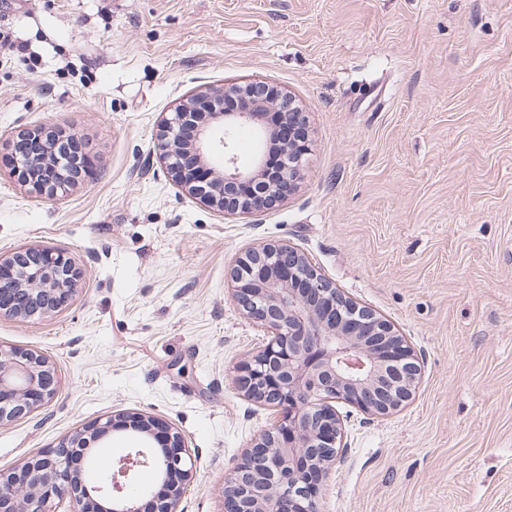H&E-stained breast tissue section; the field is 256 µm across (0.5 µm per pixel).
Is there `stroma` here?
I'll return each instance as SVG.
<instances>
[{
	"instance_id": "stroma-1",
	"label": "stroma",
	"mask_w": 512,
	"mask_h": 512,
	"mask_svg": "<svg viewBox=\"0 0 512 512\" xmlns=\"http://www.w3.org/2000/svg\"><path fill=\"white\" fill-rule=\"evenodd\" d=\"M254 79L308 114L299 186L224 215L167 176L164 113ZM53 126L93 166L57 199L20 185L11 140ZM287 241L414 349L413 399L345 403L318 512H512V0H0V255L68 253L61 311L0 317L41 352L53 400L0 426V470L124 412L184 436L179 512H224V481L275 420L234 382L268 341L232 295L250 247Z\"/></svg>"
}]
</instances>
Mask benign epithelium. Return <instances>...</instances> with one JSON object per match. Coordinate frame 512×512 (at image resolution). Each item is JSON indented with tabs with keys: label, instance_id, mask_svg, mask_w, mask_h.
<instances>
[{
	"label": "benign epithelium",
	"instance_id": "1",
	"mask_svg": "<svg viewBox=\"0 0 512 512\" xmlns=\"http://www.w3.org/2000/svg\"><path fill=\"white\" fill-rule=\"evenodd\" d=\"M242 102L224 110V98ZM283 94L264 81L205 89L166 116L156 148L171 180L211 209L252 214L284 200L297 187L308 146L282 144L284 163L267 165L270 122ZM252 131L258 148L243 164L226 137ZM47 130L20 131L13 148L14 176L35 193L52 198L65 182L85 175L66 151L43 159ZM80 271L65 252L25 247L0 257V316L29 319L61 309L77 289ZM234 295L245 315L269 340L238 368L235 383L244 396L266 403L277 420L242 451L224 484V512H316L320 485L336 460L343 434L334 403L344 402L375 417L401 409L414 394L419 366L413 349L395 327L361 306L323 275L308 257L286 243L248 250L233 271ZM57 375L33 350L0 345V425L16 421L55 396ZM124 433L137 435L143 450H129L112 471L79 476L76 451ZM149 454L157 471V512H177L193 477L184 436L165 420L143 412L112 415L74 430L10 472L0 471V512H56L68 501L75 512H140L142 489L129 495Z\"/></svg>",
	"mask_w": 512,
	"mask_h": 512
}]
</instances>
